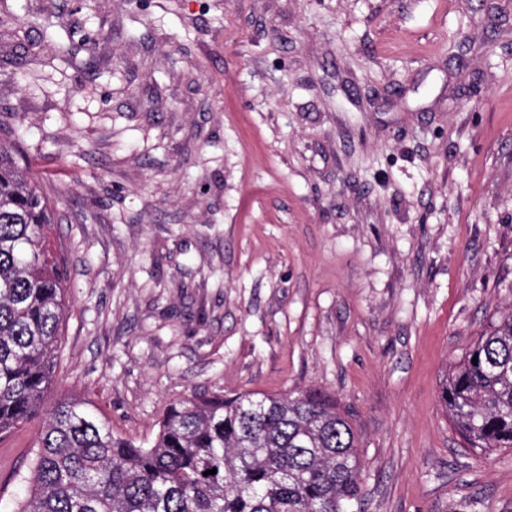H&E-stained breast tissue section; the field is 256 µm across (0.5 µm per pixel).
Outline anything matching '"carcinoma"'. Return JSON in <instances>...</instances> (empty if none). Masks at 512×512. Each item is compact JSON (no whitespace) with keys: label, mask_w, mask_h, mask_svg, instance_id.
<instances>
[{"label":"carcinoma","mask_w":512,"mask_h":512,"mask_svg":"<svg viewBox=\"0 0 512 512\" xmlns=\"http://www.w3.org/2000/svg\"><path fill=\"white\" fill-rule=\"evenodd\" d=\"M53 214L0 142V440L41 419L12 512H350L358 434L321 389L177 400L146 446L113 435L77 398L45 406L65 308ZM439 399L467 447L512 448V311L449 369Z\"/></svg>","instance_id":"obj_1"}]
</instances>
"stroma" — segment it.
<instances>
[{
    "mask_svg": "<svg viewBox=\"0 0 512 512\" xmlns=\"http://www.w3.org/2000/svg\"><path fill=\"white\" fill-rule=\"evenodd\" d=\"M0 140L57 208L56 390L114 435L313 387L362 512H512V448L439 401L512 306V0H0Z\"/></svg>",
    "mask_w": 512,
    "mask_h": 512,
    "instance_id": "1",
    "label": "stroma"
}]
</instances>
